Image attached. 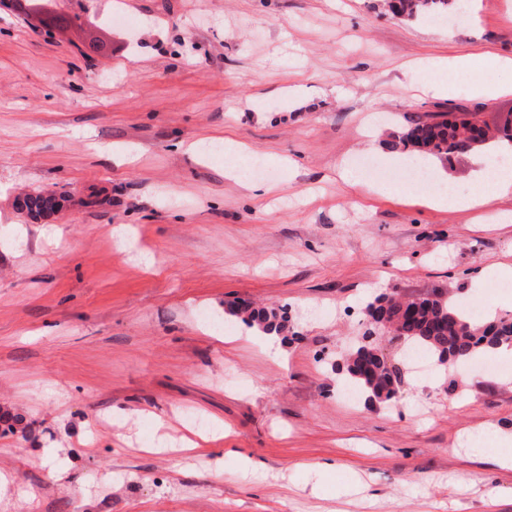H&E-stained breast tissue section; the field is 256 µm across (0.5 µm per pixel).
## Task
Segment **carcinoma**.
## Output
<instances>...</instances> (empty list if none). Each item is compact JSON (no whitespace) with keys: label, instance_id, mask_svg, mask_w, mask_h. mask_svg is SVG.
<instances>
[{"label":"carcinoma","instance_id":"obj_1","mask_svg":"<svg viewBox=\"0 0 512 512\" xmlns=\"http://www.w3.org/2000/svg\"><path fill=\"white\" fill-rule=\"evenodd\" d=\"M383 7L406 21L422 17L449 18L461 13V0H384ZM476 120L478 117L468 112H434L386 135L381 147L399 154H426L447 164L464 154L481 151L493 142L512 144V113L493 130L476 126ZM61 200L63 197L53 192H39L18 200V206L34 220L48 219L60 209ZM366 312L370 329L386 324L395 327L407 347L430 352L441 365L461 366L493 346H512V319L495 317L476 324L460 311L451 297L437 290L404 300L378 297L366 305ZM249 318L266 333H278L283 328L274 310L253 311ZM354 354L355 358L346 359L350 384L369 399L395 398L396 391L377 348H358Z\"/></svg>","mask_w":512,"mask_h":512}]
</instances>
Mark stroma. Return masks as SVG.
Returning a JSON list of instances; mask_svg holds the SVG:
<instances>
[{
    "mask_svg": "<svg viewBox=\"0 0 512 512\" xmlns=\"http://www.w3.org/2000/svg\"><path fill=\"white\" fill-rule=\"evenodd\" d=\"M459 56L447 96L425 94L418 62ZM504 58L512 0L448 28L381 0H0V507L512 512L492 461L512 451V371L419 372L389 344L386 405L347 400L343 369L379 296L494 300L512 196L435 208L434 183L350 176L403 171L375 131L499 122L512 93L473 89L512 83ZM255 156L250 188L227 166ZM38 189L69 200L35 222L15 199ZM244 307L286 312L279 356Z\"/></svg>",
    "mask_w": 512,
    "mask_h": 512,
    "instance_id": "obj_1",
    "label": "stroma"
}]
</instances>
